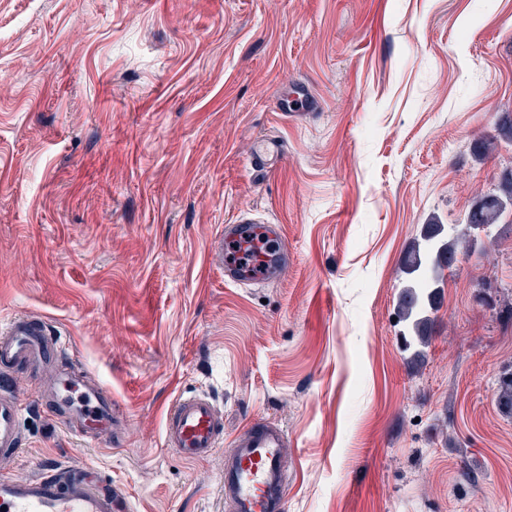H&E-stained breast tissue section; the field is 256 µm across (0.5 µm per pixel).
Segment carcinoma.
Listing matches in <instances>:
<instances>
[{"label":"carcinoma","mask_w":512,"mask_h":512,"mask_svg":"<svg viewBox=\"0 0 512 512\" xmlns=\"http://www.w3.org/2000/svg\"><path fill=\"white\" fill-rule=\"evenodd\" d=\"M512 145V113H501L494 123V133L475 140L474 149L481 157L497 153ZM512 202V168L505 169L495 187L477 198L460 224L431 223L423 225L402 258V272L407 275L400 290L397 314L409 329L405 338L410 363L424 365L433 321L426 311L436 308V294L444 284L443 272L475 250L486 248L482 238H492V230L504 223L505 203ZM498 404L512 414V366L502 369L497 377Z\"/></svg>","instance_id":"cac0c4a2"}]
</instances>
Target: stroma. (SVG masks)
<instances>
[{
  "mask_svg": "<svg viewBox=\"0 0 512 512\" xmlns=\"http://www.w3.org/2000/svg\"><path fill=\"white\" fill-rule=\"evenodd\" d=\"M503 112L512 0H0V327L42 317L113 415L111 446L70 431L13 368L0 475L79 464L131 512H224L261 419L288 433L285 512H512V227L445 271L420 371L395 315L423 224L512 165L472 152ZM242 217L283 226L287 276L225 282ZM192 394L224 437L187 462L163 422ZM20 418V405L16 401H5L0 398V452L18 450Z\"/></svg>",
  "mask_w": 512,
  "mask_h": 512,
  "instance_id": "stroma-1",
  "label": "stroma"
}]
</instances>
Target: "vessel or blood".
<instances>
[{"label":"vessel or blood","instance_id":"vessel-or-blood-1","mask_svg":"<svg viewBox=\"0 0 512 512\" xmlns=\"http://www.w3.org/2000/svg\"><path fill=\"white\" fill-rule=\"evenodd\" d=\"M224 278L236 284L279 279L288 273V248L278 224L248 220L225 226L221 239ZM36 317L22 316L0 331V373L18 365L34 367L61 348ZM53 396L66 427L90 438L111 436L112 397L87 372L60 373ZM21 407L0 399V452L19 448ZM223 423L203 396L178 399L164 421L168 447L189 461L206 458L219 444ZM283 427L256 421L232 442L224 468V503L229 512H283L288 487ZM0 512H124L119 495L93 476L64 481L54 475L37 479L0 477Z\"/></svg>","mask_w":512,"mask_h":512}]
</instances>
